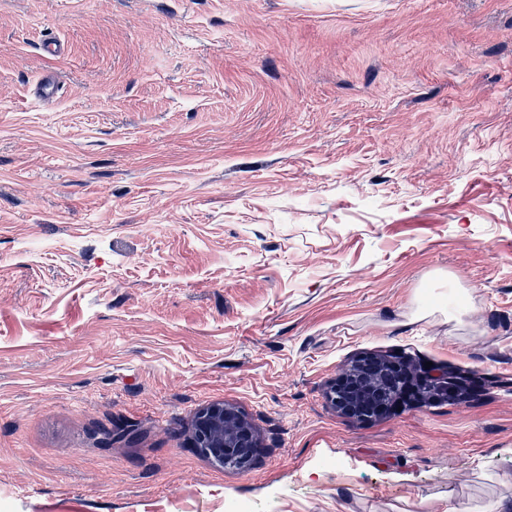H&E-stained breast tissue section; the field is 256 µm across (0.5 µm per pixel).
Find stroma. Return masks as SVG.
<instances>
[{
    "mask_svg": "<svg viewBox=\"0 0 512 512\" xmlns=\"http://www.w3.org/2000/svg\"><path fill=\"white\" fill-rule=\"evenodd\" d=\"M366 352L477 390L347 418ZM505 496L512 0H0V512ZM193 446L217 463L233 467L248 466L261 453L249 421L235 408L223 404L198 412Z\"/></svg>",
    "mask_w": 512,
    "mask_h": 512,
    "instance_id": "1",
    "label": "stroma"
}]
</instances>
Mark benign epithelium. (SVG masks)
<instances>
[{
  "instance_id": "benign-epithelium-1",
  "label": "benign epithelium",
  "mask_w": 512,
  "mask_h": 512,
  "mask_svg": "<svg viewBox=\"0 0 512 512\" xmlns=\"http://www.w3.org/2000/svg\"><path fill=\"white\" fill-rule=\"evenodd\" d=\"M406 375V369L395 361L363 356L341 374L332 389L331 401L348 418L371 419L381 413L385 403L382 385L402 381ZM193 447L217 463L233 467L248 466L261 453L249 421L235 408L223 404L198 412Z\"/></svg>"
}]
</instances>
